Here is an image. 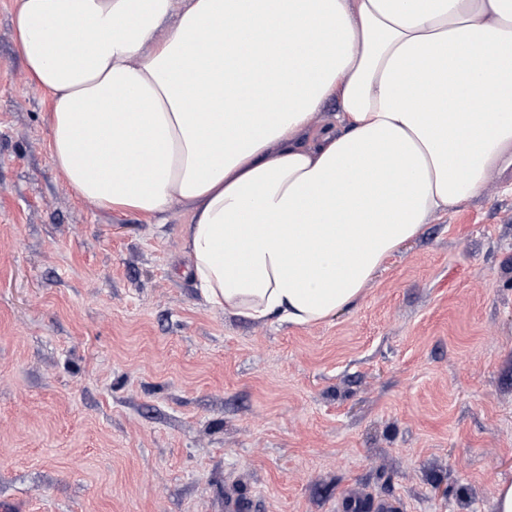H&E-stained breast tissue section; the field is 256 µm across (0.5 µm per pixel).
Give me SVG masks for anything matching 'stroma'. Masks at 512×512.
Segmentation results:
<instances>
[{"label": "stroma", "mask_w": 512, "mask_h": 512, "mask_svg": "<svg viewBox=\"0 0 512 512\" xmlns=\"http://www.w3.org/2000/svg\"><path fill=\"white\" fill-rule=\"evenodd\" d=\"M0 0V501L20 512H494L512 482V177L326 323H254L188 274L177 208L96 209Z\"/></svg>", "instance_id": "stroma-1"}]
</instances>
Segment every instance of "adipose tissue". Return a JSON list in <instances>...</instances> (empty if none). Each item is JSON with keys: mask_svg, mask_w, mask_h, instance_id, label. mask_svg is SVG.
<instances>
[{"mask_svg": "<svg viewBox=\"0 0 512 512\" xmlns=\"http://www.w3.org/2000/svg\"><path fill=\"white\" fill-rule=\"evenodd\" d=\"M13 25L70 189L180 205L196 287L256 321L354 307L512 170V0H19Z\"/></svg>", "mask_w": 512, "mask_h": 512, "instance_id": "adipose-tissue-1", "label": "adipose tissue"}]
</instances>
